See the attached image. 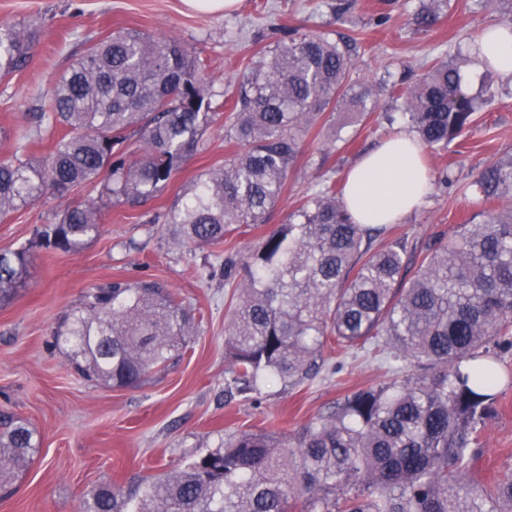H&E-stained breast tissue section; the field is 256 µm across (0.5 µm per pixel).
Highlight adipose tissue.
<instances>
[{
  "label": "adipose tissue",
  "mask_w": 512,
  "mask_h": 512,
  "mask_svg": "<svg viewBox=\"0 0 512 512\" xmlns=\"http://www.w3.org/2000/svg\"><path fill=\"white\" fill-rule=\"evenodd\" d=\"M474 54L501 77L512 80V25L484 28ZM422 148L401 132L362 157L348 173L344 200L359 224H395L421 204L431 178L421 162Z\"/></svg>",
  "instance_id": "obj_1"
}]
</instances>
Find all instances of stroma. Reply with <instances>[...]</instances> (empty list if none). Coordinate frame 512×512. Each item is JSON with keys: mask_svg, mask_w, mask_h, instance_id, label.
Masks as SVG:
<instances>
[{"mask_svg": "<svg viewBox=\"0 0 512 512\" xmlns=\"http://www.w3.org/2000/svg\"><path fill=\"white\" fill-rule=\"evenodd\" d=\"M337 0H238L228 13L194 10L183 0H0V26L33 25L36 44L23 70L0 79V158L18 146L46 156L54 135L29 136V115L49 94L68 64L93 42L121 29L171 36L194 48L217 90L236 91L254 67L288 32L300 28L329 39H353V77L369 86L370 114L357 123L335 117L350 148L328 152L327 131L313 129L293 172L264 225L241 227L217 244L179 240L166 231L165 213L202 171L223 165L229 112L207 127L197 152L158 197L143 207L104 209L101 232L77 254L38 253L25 283L0 303V411L26 420L40 452L0 498V512H79L86 494L102 485L130 489L133 481L183 467L218 448L231 432L264 429L290 435L335 410L355 392L387 379L384 358L360 353L344 358L340 372H323L290 386L262 380L255 392L228 393L232 363L224 355V322L230 289L222 274L204 266L233 252L247 255L260 237L295 219L306 197L325 181H343L358 159L393 132L407 130L403 108L390 87L403 75L421 74L448 55H466L484 27L501 22L484 0H354L337 16ZM441 8L432 27H417L423 9ZM471 93L482 106L463 139L424 148L432 191L385 240L408 236L425 246L484 210L470 184L487 164L512 156V81L476 67L466 70ZM493 95H486L485 84ZM87 185L47 195L19 207L0 222V251L16 248L37 224L50 221L74 202L96 196ZM115 280L154 281L179 295L193 322L181 357L153 372L136 389L90 382L51 344L62 318L78 307L89 288ZM503 378L496 412L480 431L483 453L476 463L486 483L512 476V351L499 354Z\"/></svg>", "mask_w": 512, "mask_h": 512, "instance_id": "35a3bbf8", "label": "stroma"}]
</instances>
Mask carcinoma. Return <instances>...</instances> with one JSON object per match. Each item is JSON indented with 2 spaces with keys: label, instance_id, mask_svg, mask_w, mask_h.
Listing matches in <instances>:
<instances>
[{
  "label": "carcinoma",
  "instance_id": "obj_1",
  "mask_svg": "<svg viewBox=\"0 0 512 512\" xmlns=\"http://www.w3.org/2000/svg\"><path fill=\"white\" fill-rule=\"evenodd\" d=\"M34 33L0 27V78L30 60ZM470 59L450 56L393 86L419 140L446 146L467 134L479 102L466 88ZM214 82L186 44L136 30L88 47L58 78L36 132H69L40 160L0 162V221L49 191L97 183L98 196L35 226L26 244L0 252V300L27 278L34 252L77 254L101 231L109 204L134 209L167 186L213 120ZM354 91L350 44L297 31L240 83L230 130L238 150L198 175L166 215L174 235L219 243L242 224H263L302 143L331 125ZM474 191L500 205L424 248L356 224L343 190L308 195L297 223L260 238L247 258L224 256L233 289L224 328L232 383L260 376L290 386L328 366L332 346L384 352L414 372L347 396L336 412L293 435L240 430L224 446L132 493L100 486L80 512H512V478L473 476L481 424L495 413L496 351L512 348V158L484 167ZM190 317L155 283L89 289L54 331L75 370L102 384L137 388L179 356ZM38 452L28 423L0 416V493H13Z\"/></svg>",
  "mask_w": 512,
  "mask_h": 512
}]
</instances>
